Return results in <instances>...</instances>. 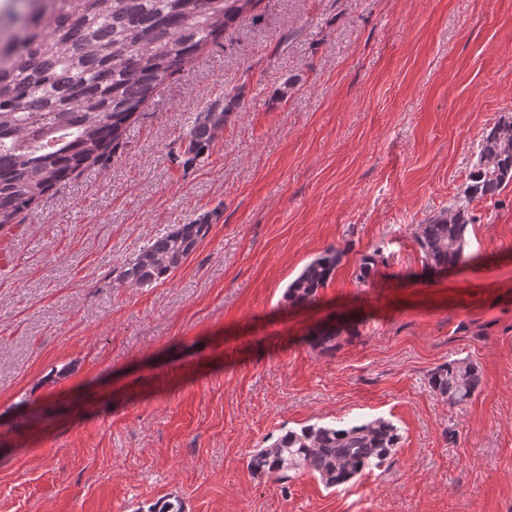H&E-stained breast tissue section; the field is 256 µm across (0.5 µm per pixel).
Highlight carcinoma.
I'll return each instance as SVG.
<instances>
[{
    "label": "carcinoma",
    "instance_id": "cac0c4a2",
    "mask_svg": "<svg viewBox=\"0 0 512 512\" xmlns=\"http://www.w3.org/2000/svg\"><path fill=\"white\" fill-rule=\"evenodd\" d=\"M256 0H11L0 26L11 36L0 61V228L58 183L106 160L143 105L172 76L221 36ZM227 112H206L182 140L183 154L199 158L223 130ZM512 182V115L483 136L466 187L448 209L418 225L422 273L465 263L469 209ZM206 220L175 224L149 240L114 278L118 288H152L168 280L210 232ZM342 252L328 248L287 287L293 307L313 303L332 279ZM379 260L361 258L358 278L378 273ZM357 327L325 324L307 334L309 345L334 352ZM428 385L451 405H464L482 386L467 358L436 367ZM401 428L387 418L360 423L307 424L287 429L255 451L250 470L286 483L309 473L331 489L389 465L401 447Z\"/></svg>",
    "mask_w": 512,
    "mask_h": 512
}]
</instances>
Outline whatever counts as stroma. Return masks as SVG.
<instances>
[{
	"mask_svg": "<svg viewBox=\"0 0 512 512\" xmlns=\"http://www.w3.org/2000/svg\"><path fill=\"white\" fill-rule=\"evenodd\" d=\"M214 108L223 130L185 163ZM507 113L512 0H256L110 159L0 229V512H512V183L471 205L470 263L422 275L414 238ZM208 216L169 280L113 287ZM330 247L332 279L289 306ZM343 318L359 334L335 352L305 343ZM456 358L483 379L461 406L428 386ZM380 416L402 446L355 485L248 467L283 429ZM230 112H204L203 117L196 121L187 131L182 140L183 154L191 161L199 158L210 143L223 130ZM341 258V251L328 248L306 264L287 287L285 298L288 303L293 307L313 303L319 290L332 279Z\"/></svg>",
	"mask_w": 512,
	"mask_h": 512,
	"instance_id": "stroma-1",
	"label": "stroma"
}]
</instances>
